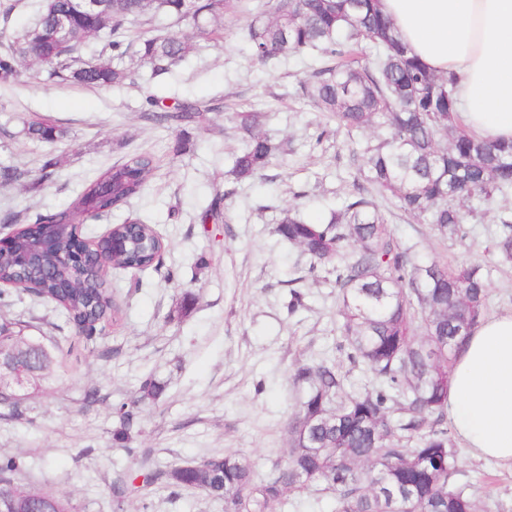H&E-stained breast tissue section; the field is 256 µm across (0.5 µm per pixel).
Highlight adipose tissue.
I'll use <instances>...</instances> for the list:
<instances>
[{
	"instance_id": "1",
	"label": "adipose tissue",
	"mask_w": 512,
	"mask_h": 512,
	"mask_svg": "<svg viewBox=\"0 0 512 512\" xmlns=\"http://www.w3.org/2000/svg\"><path fill=\"white\" fill-rule=\"evenodd\" d=\"M401 42L454 78L461 123L512 140V0H379ZM448 414L476 456L512 465V314L479 324L457 356Z\"/></svg>"
}]
</instances>
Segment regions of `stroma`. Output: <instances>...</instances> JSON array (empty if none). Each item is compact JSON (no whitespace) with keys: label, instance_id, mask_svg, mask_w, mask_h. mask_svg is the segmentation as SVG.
<instances>
[{"label":"stroma","instance_id":"35a3bbf8","mask_svg":"<svg viewBox=\"0 0 512 512\" xmlns=\"http://www.w3.org/2000/svg\"><path fill=\"white\" fill-rule=\"evenodd\" d=\"M41 0H0V32L13 38L31 28ZM244 12L224 19L223 37L199 33L162 13H147L129 30L147 36L190 37L193 54L164 81L130 60L133 85L89 89L49 79L23 63L18 82L0 85V167L27 170L26 180L0 182V238L34 223L37 215L67 207L105 169L133 153L150 154L156 175L141 196L109 214L87 220L85 237L140 216L167 247L161 264L146 272L110 268L107 278L122 318L92 343L63 316L22 290L11 293L5 317L27 336L59 346L61 367L40 389L21 394L18 408L0 406V459L21 458L15 477L24 490L69 497L76 512H113L112 487L136 463L116 447L112 407L140 400L146 377L162 383L155 399L141 402L135 445L147 449L153 469L203 457H248L258 476L287 453L286 424L305 398L293 384L297 366L335 363L344 391L371 388L370 370L351 363L339 332L334 275L310 272L297 247L273 232L288 207L320 223L352 197L364 134L338 127L303 92L313 55L300 53L265 64L253 60L242 31ZM165 105L206 102L201 126L167 127L147 119V96ZM255 112L260 129L286 142L260 175L236 181L230 173L243 139L235 113ZM46 117L66 135L53 143L24 137L25 121ZM331 131L317 139L320 128ZM52 161L53 174L42 166ZM224 195L220 221L202 218L215 195ZM395 237L422 260L448 264L476 260L489 271L486 316L512 313V266L496 262L491 244L498 205L475 204L464 240L442 237L432 225L404 215L390 196L375 194ZM303 304L289 310L291 291ZM193 310L175 313L185 293ZM97 390L98 400L84 396ZM457 463L452 485L467 488L477 512H512V467L472 456L453 439ZM124 512H224L223 501L159 480L147 496H129Z\"/></svg>","mask_w":512,"mask_h":512}]
</instances>
